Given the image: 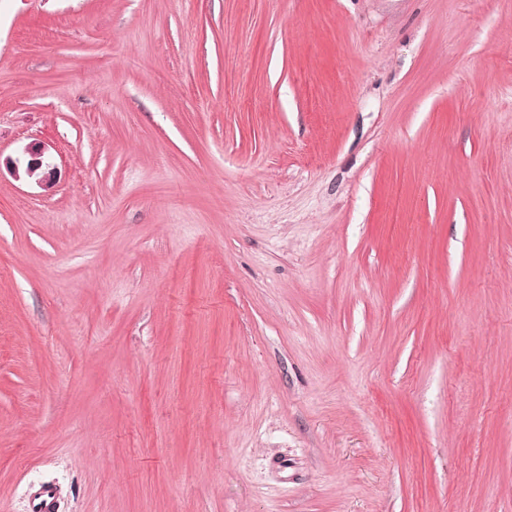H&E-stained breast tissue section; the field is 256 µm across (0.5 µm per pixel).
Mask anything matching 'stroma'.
<instances>
[{
    "mask_svg": "<svg viewBox=\"0 0 512 512\" xmlns=\"http://www.w3.org/2000/svg\"><path fill=\"white\" fill-rule=\"evenodd\" d=\"M0 512H512V0H0ZM48 148L40 141L30 143L22 155L6 160L11 174L18 181L32 183L50 191L59 179L57 166L49 161Z\"/></svg>",
    "mask_w": 512,
    "mask_h": 512,
    "instance_id": "obj_1",
    "label": "stroma"
}]
</instances>
